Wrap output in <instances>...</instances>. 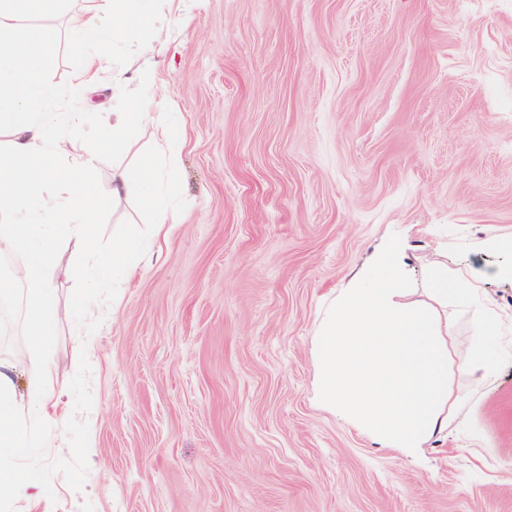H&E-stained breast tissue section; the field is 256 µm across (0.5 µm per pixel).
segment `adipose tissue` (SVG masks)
Segmentation results:
<instances>
[{
    "instance_id": "1",
    "label": "adipose tissue",
    "mask_w": 512,
    "mask_h": 512,
    "mask_svg": "<svg viewBox=\"0 0 512 512\" xmlns=\"http://www.w3.org/2000/svg\"><path fill=\"white\" fill-rule=\"evenodd\" d=\"M153 2L87 0L86 8L70 21L74 42L94 51L74 90L84 92L104 74L111 76L122 102L112 114L113 146L148 125L158 129V153L141 169L137 182L119 177L106 183L99 179L93 158L74 144L85 113L47 109L60 97L48 78L54 66L55 28L25 29L12 0H0V134L6 137L0 143V156L6 160L0 167V249L23 256L14 277L26 286L29 327L44 346L67 316L59 304V279L81 283L91 271L105 275L127 270L121 249H113L107 260L95 248L109 201L136 193L159 232L177 221L172 173L184 148L180 118L174 112L151 111L128 88L132 79L141 87L153 82L150 73L135 70L134 53L124 49L128 27H153ZM67 245L73 252L63 264L59 255ZM51 372L48 356H40L21 392L16 366L0 360V504L23 499L37 505L52 497L40 467L17 466L26 450L35 447L38 425L64 415L59 396L48 385Z\"/></svg>"
}]
</instances>
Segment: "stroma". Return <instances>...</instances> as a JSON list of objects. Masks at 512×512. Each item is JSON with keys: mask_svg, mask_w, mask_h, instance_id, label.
<instances>
[{"mask_svg": "<svg viewBox=\"0 0 512 512\" xmlns=\"http://www.w3.org/2000/svg\"><path fill=\"white\" fill-rule=\"evenodd\" d=\"M83 0H19L59 31L56 111L88 118L76 144L101 178L135 176L155 129L114 153L112 81L69 95L87 55L68 17ZM138 64L184 120L181 223L132 253L123 287L59 323L53 387L66 416L40 428L52 502L11 512H512V363L484 384L450 343L465 397L417 460L379 447L313 398L324 309L392 234L423 268L496 266L479 244L512 237V0H185L183 21ZM136 196L100 224L104 247L147 237ZM0 357L26 365L29 305ZM512 352V282H480Z\"/></svg>", "mask_w": 512, "mask_h": 512, "instance_id": "stroma-1", "label": "stroma"}]
</instances>
